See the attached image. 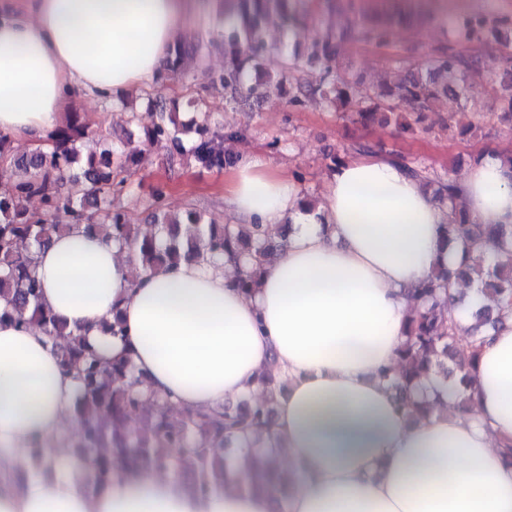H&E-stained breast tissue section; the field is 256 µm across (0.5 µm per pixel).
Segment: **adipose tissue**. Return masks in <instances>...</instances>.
I'll list each match as a JSON object with an SVG mask.
<instances>
[{"label": "adipose tissue", "instance_id": "adipose-tissue-1", "mask_svg": "<svg viewBox=\"0 0 512 512\" xmlns=\"http://www.w3.org/2000/svg\"><path fill=\"white\" fill-rule=\"evenodd\" d=\"M191 0H25L0 7V132L39 147L75 94L122 100L157 81ZM272 158L240 154L224 201L245 224L292 222L287 250L253 294L233 263L183 264L131 280L127 252L75 228L36 260L41 302L84 330L105 359L130 357L150 389L186 412L258 393L274 368L288 382L269 441L296 466L294 491L242 489L239 465L207 495L174 471L117 467L92 494L90 465L57 438L75 379L43 331L0 323V512H512V315L478 351L471 412L410 422L380 371L403 340L407 296L455 250L453 214L399 161L351 155L314 208ZM475 224H512V174L485 153L457 181ZM120 312L124 337L100 327ZM46 439L54 476L12 458Z\"/></svg>", "mask_w": 512, "mask_h": 512}]
</instances>
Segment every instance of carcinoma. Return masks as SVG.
<instances>
[{
  "instance_id": "cac0c4a2",
  "label": "carcinoma",
  "mask_w": 512,
  "mask_h": 512,
  "mask_svg": "<svg viewBox=\"0 0 512 512\" xmlns=\"http://www.w3.org/2000/svg\"><path fill=\"white\" fill-rule=\"evenodd\" d=\"M235 6L231 29L224 33V70L203 71L209 84L221 88L234 103L253 96H265L270 89L281 91L288 83V72L273 80L262 77L246 85L249 70L257 69L269 51L263 22L273 12L288 19L295 12L296 0H229ZM360 39L381 46V19L360 15L351 24ZM346 35L329 28L312 39L308 61L321 64L318 79L296 87L289 102L301 104L319 98L330 106H357L364 123L382 114L385 122H399L397 102L408 101L422 114L431 100L444 96L451 107L465 108L476 102L478 91L469 74L479 69V60L450 48L440 51L429 68L412 72L397 81L382 80L373 95L358 100L354 84L331 67L340 53ZM495 61L512 67V36L499 40ZM149 107L158 109L157 121L142 130L150 143L172 145L169 165H195L220 170L230 163L224 148L241 132L224 129L211 121L205 102L196 101L200 115L183 122L175 99L146 93ZM495 105L512 112V79L501 84ZM142 160L138 148L117 151L108 132L92 131L79 114H69L67 122L49 139L47 148L15 156L13 141L0 134V179L11 181L0 194V321L39 324L57 347L64 373L75 376L80 387L76 416L80 421L78 439L68 445L72 456L89 460L94 479L89 492L95 493L112 482L113 462L118 458L130 466L150 465L168 468L173 454L193 448L195 468L188 486L199 494L224 482V451L236 446L248 449L243 456L247 489L267 485L287 488L293 484L290 472L280 469L273 458L252 449L249 437L271 429L275 406L284 395L286 382L269 368L258 377L264 398L246 399L219 409L183 415L179 424L171 422L177 411L168 397L147 393L144 374L129 360L104 363L85 336L59 323L40 303L41 284L36 276V255L57 235L75 226H85L103 238L130 251L132 278L142 271L175 268L182 263H217L227 260L245 264L238 285L246 293L257 287L267 263L288 247L290 225L270 230L260 224L206 223L202 213L191 205L173 212L165 199L166 187L156 185L148 200L149 217L155 227L151 236H142L125 222L122 193L128 176ZM436 197L455 204L453 179L438 184ZM37 198L41 211L33 213L29 204ZM444 236L470 246H486L490 253L473 257L450 269L440 266L425 283L414 289L415 308L405 322L403 341L398 350L400 368L382 372L397 406L412 417L425 418L442 400L451 395L461 409L473 402L471 370L477 345L503 323V311L479 305L474 322L464 330L469 336L466 348L458 346V326L448 301L454 280L478 281L477 292L499 297L512 305V265L505 268L491 263L493 253L512 250V226L471 224L463 212H455V222L443 225ZM453 362L458 379L448 389V362ZM35 470L49 472L44 459V443L30 446Z\"/></svg>"
}]
</instances>
